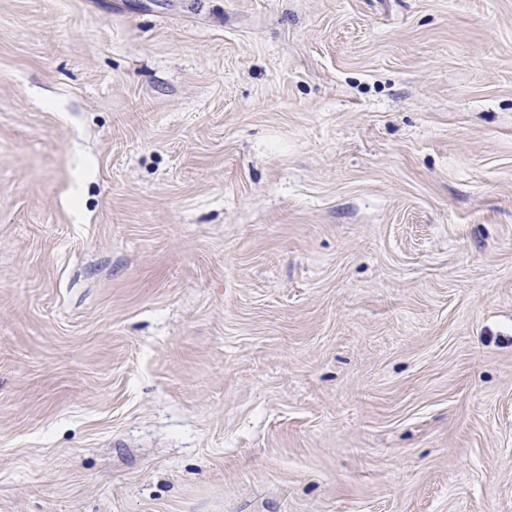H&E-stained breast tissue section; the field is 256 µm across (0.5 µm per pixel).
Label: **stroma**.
<instances>
[{"instance_id": "35a3bbf8", "label": "stroma", "mask_w": 512, "mask_h": 512, "mask_svg": "<svg viewBox=\"0 0 512 512\" xmlns=\"http://www.w3.org/2000/svg\"><path fill=\"white\" fill-rule=\"evenodd\" d=\"M0 512H512V0H0Z\"/></svg>"}]
</instances>
